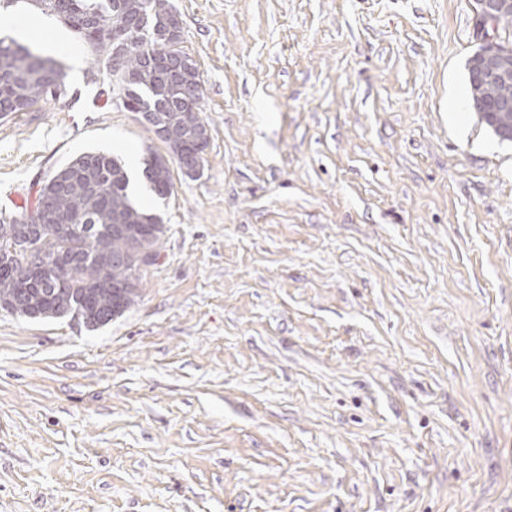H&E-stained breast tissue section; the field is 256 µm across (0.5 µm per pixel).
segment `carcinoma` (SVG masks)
<instances>
[{
	"label": "carcinoma",
	"mask_w": 512,
	"mask_h": 512,
	"mask_svg": "<svg viewBox=\"0 0 512 512\" xmlns=\"http://www.w3.org/2000/svg\"><path fill=\"white\" fill-rule=\"evenodd\" d=\"M37 8L61 18L85 44L112 31L128 0H35ZM149 12L138 39L124 56L121 78L127 96L136 109L167 119L179 118L182 135H190L202 121L200 74L191 81L192 104L185 102L181 87L154 74L157 60L184 54L181 46L161 37L170 0H149ZM17 40L0 39V115L27 112L53 98L52 87L66 73L62 63L37 51L13 47ZM91 69L112 71V49L91 52ZM489 99L511 98L512 81L487 83ZM164 156L151 152L143 159L142 175L151 191L162 199L172 188L170 169L156 174ZM35 209L44 208L60 217L54 228L43 224H10L0 220V242H14L18 249H37L47 257L63 259L71 268L70 281L60 285L51 271L41 274L11 254L0 253V307L29 315L31 300L37 299L43 319L63 318L82 309L89 312L87 326L95 328L122 314L139 296V288L122 290L100 284L101 276L117 283L129 279L140 284L131 269L112 264V258L134 251L131 241L114 232L115 224H130L146 231L141 247L160 256L164 224L162 218L139 207L134 201L124 166L111 155L86 152L43 181Z\"/></svg>",
	"instance_id": "1"
}]
</instances>
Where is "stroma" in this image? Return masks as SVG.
<instances>
[{
    "label": "stroma",
    "instance_id": "1",
    "mask_svg": "<svg viewBox=\"0 0 512 512\" xmlns=\"http://www.w3.org/2000/svg\"><path fill=\"white\" fill-rule=\"evenodd\" d=\"M209 145L110 323L0 311V512H512V143L472 0H171ZM65 96L0 118V217L167 148L31 0ZM468 69V81L471 89V97L473 101V83L471 81L470 71ZM488 86L487 90V97L488 99H497V98H503L507 97L506 99H500L496 103L487 104V101L484 100L482 95H477L474 98L473 102V108L475 112H477L479 115H483L485 112H511V102L508 98L512 99V79L508 83H500L497 81H491L486 84Z\"/></svg>",
    "mask_w": 512,
    "mask_h": 512
}]
</instances>
